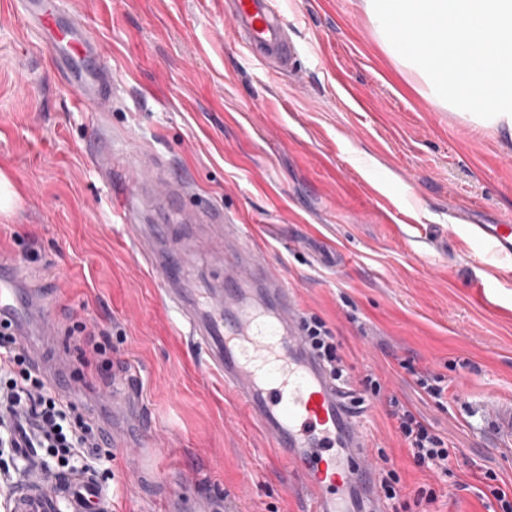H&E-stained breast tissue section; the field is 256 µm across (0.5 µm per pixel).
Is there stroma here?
I'll return each mask as SVG.
<instances>
[{
	"mask_svg": "<svg viewBox=\"0 0 512 512\" xmlns=\"http://www.w3.org/2000/svg\"><path fill=\"white\" fill-rule=\"evenodd\" d=\"M112 65L111 111L100 130L114 148L140 145L185 174L194 203L249 225L304 315L326 321L348 386L375 374L387 397L418 412L452 451L453 488L416 468L384 402L366 400L369 448L385 449L401 495L435 488L429 512H488L481 472L512 485V454L486 440L495 404L512 401V259L475 238L512 225V147L456 118L402 72L364 0H275L300 51L295 71L269 72L235 34L225 0H63ZM86 107L54 67L17 0H0V174L15 193L0 211V253L28 288L54 297L38 312L56 349L100 389L135 367L156 457L102 461L115 512H301L295 472L223 380L179 334L155 272L112 222L92 163ZM220 232L190 244L189 275L222 288ZM111 335L109 365L82 368L76 323ZM444 376L436 406L400 368Z\"/></svg>",
	"mask_w": 512,
	"mask_h": 512,
	"instance_id": "1",
	"label": "stroma"
}]
</instances>
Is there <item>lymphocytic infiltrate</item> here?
<instances>
[{
	"instance_id": "f902f5d3",
	"label": "lymphocytic infiltrate",
	"mask_w": 512,
	"mask_h": 512,
	"mask_svg": "<svg viewBox=\"0 0 512 512\" xmlns=\"http://www.w3.org/2000/svg\"><path fill=\"white\" fill-rule=\"evenodd\" d=\"M305 327L314 351L331 375L344 380L345 365L332 331L317 317L306 320ZM388 405L414 466L453 478L444 440L397 399H389ZM21 422L41 465H53L63 474L87 470V452L99 446L98 429L84 420L73 402L50 387L28 347L11 333L0 331V489L5 491L20 472L15 431Z\"/></svg>"
}]
</instances>
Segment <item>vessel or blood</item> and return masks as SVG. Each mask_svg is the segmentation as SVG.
Instances as JSON below:
<instances>
[{"label":"vessel or blood","instance_id":"vessel-or-blood-1","mask_svg":"<svg viewBox=\"0 0 512 512\" xmlns=\"http://www.w3.org/2000/svg\"><path fill=\"white\" fill-rule=\"evenodd\" d=\"M234 20L243 45L260 63L294 70L299 51L288 25L271 0H233ZM30 27L48 41L51 60L93 114L112 109V66L79 19L64 13L59 0H21ZM96 161L113 175L112 209L125 228L150 241L162 228L140 223L146 206L185 216L186 181L165 172L159 160L143 163L135 150L101 144ZM196 223L224 229V263L242 266L246 277L225 276L224 296L216 299L191 287L179 252L144 259L159 276L160 293L189 340L207 356L209 369L232 386L248 416L262 429L275 458L302 478L309 512H379L374 466L363 448L361 412L351 395L329 375L310 350L293 289L272 275L258 249L223 210L196 214ZM479 230L499 256L512 258V226L483 224ZM48 300L17 286L15 267L0 257V322L31 337L33 309ZM487 429L493 441L512 445V402L496 404ZM106 445L138 452L141 430L121 436L105 429ZM9 512H112V499L93 471L76 472L47 489L25 480L13 490Z\"/></svg>","mask_w":512,"mask_h":512}]
</instances>
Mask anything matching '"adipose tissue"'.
<instances>
[{"label": "adipose tissue", "mask_w": 512, "mask_h": 512, "mask_svg": "<svg viewBox=\"0 0 512 512\" xmlns=\"http://www.w3.org/2000/svg\"><path fill=\"white\" fill-rule=\"evenodd\" d=\"M365 7L428 98L512 141V0H365Z\"/></svg>", "instance_id": "obj_1"}]
</instances>
